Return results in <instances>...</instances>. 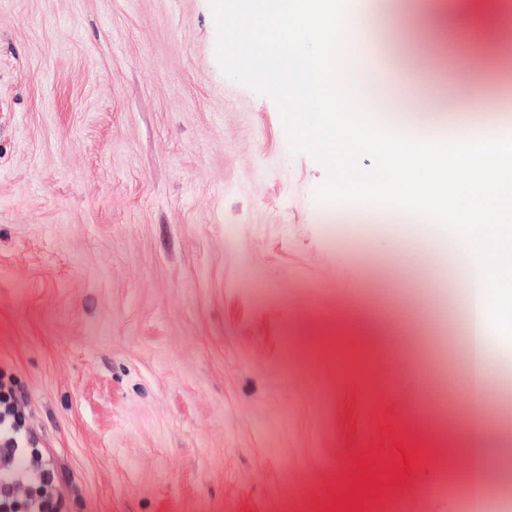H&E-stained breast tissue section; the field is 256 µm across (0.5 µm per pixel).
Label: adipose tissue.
<instances>
[{"label":"adipose tissue","instance_id":"1","mask_svg":"<svg viewBox=\"0 0 512 512\" xmlns=\"http://www.w3.org/2000/svg\"><path fill=\"white\" fill-rule=\"evenodd\" d=\"M218 8L250 12L263 25L271 51L260 71L286 80L293 104L287 121L313 139L332 170L329 193L337 204L394 203L430 214L433 230L412 238L398 235L395 243H412L443 266L456 242L466 244L468 259L460 273L471 365L467 447L476 470L492 467L504 451L484 414L491 404L489 389L502 380L489 368L503 352L495 334L512 328V138L475 136L471 120L456 122L445 148L404 137V130L433 125L435 119L368 64L362 51L368 21L362 14L342 15L336 0H219ZM342 83L382 112L383 133L349 118L338 91ZM363 155L373 156V167L357 166ZM448 222L455 224L458 239L444 233Z\"/></svg>","mask_w":512,"mask_h":512}]
</instances>
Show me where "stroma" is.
Wrapping results in <instances>:
<instances>
[{"mask_svg":"<svg viewBox=\"0 0 512 512\" xmlns=\"http://www.w3.org/2000/svg\"><path fill=\"white\" fill-rule=\"evenodd\" d=\"M383 78L465 109L469 47L512 30L373 0ZM214 0H0V374L65 512H324L356 458L382 501L470 512L463 283L341 237L334 176ZM484 106L512 98L485 58ZM351 353L354 369L339 353Z\"/></svg>","mask_w":512,"mask_h":512,"instance_id":"stroma-1","label":"stroma"}]
</instances>
